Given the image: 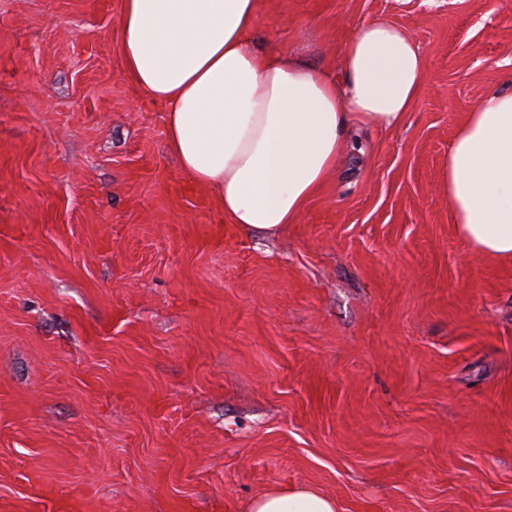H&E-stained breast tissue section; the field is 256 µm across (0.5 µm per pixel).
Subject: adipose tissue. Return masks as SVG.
<instances>
[{
    "mask_svg": "<svg viewBox=\"0 0 512 512\" xmlns=\"http://www.w3.org/2000/svg\"><path fill=\"white\" fill-rule=\"evenodd\" d=\"M260 0H121L118 52L131 84L160 102L166 145L225 223L275 233L296 223L336 166L348 125L401 124L427 83L397 25L361 24L340 73L268 47ZM452 219L476 253L512 258V89L458 126L441 173ZM248 512H337L310 489L276 490Z\"/></svg>",
    "mask_w": 512,
    "mask_h": 512,
    "instance_id": "obj_1",
    "label": "adipose tissue"
}]
</instances>
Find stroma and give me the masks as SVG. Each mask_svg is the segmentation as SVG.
<instances>
[{"instance_id":"stroma-1","label":"stroma","mask_w":512,"mask_h":512,"mask_svg":"<svg viewBox=\"0 0 512 512\" xmlns=\"http://www.w3.org/2000/svg\"><path fill=\"white\" fill-rule=\"evenodd\" d=\"M120 0H0V512H512V259L440 173L512 88V0H261L260 38L336 69L401 26L428 84L356 127L297 223L225 226L127 80ZM248 512H337V507L333 499L314 489H281L254 499Z\"/></svg>"}]
</instances>
